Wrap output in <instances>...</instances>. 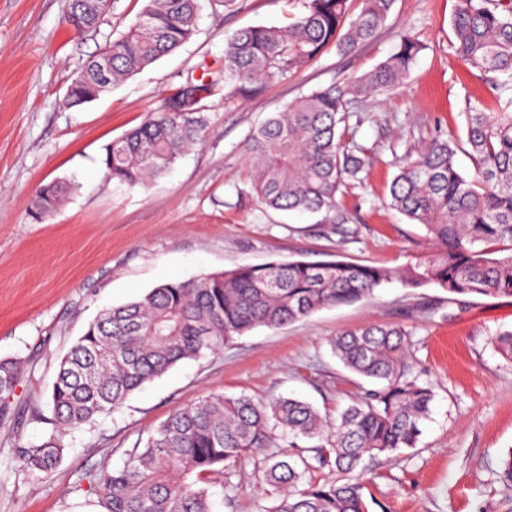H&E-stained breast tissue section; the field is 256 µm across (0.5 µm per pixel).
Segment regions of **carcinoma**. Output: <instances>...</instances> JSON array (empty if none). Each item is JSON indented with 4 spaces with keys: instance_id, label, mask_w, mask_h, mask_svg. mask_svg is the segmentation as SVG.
<instances>
[{
    "instance_id": "cac0c4a2",
    "label": "carcinoma",
    "mask_w": 512,
    "mask_h": 512,
    "mask_svg": "<svg viewBox=\"0 0 512 512\" xmlns=\"http://www.w3.org/2000/svg\"><path fill=\"white\" fill-rule=\"evenodd\" d=\"M393 3L362 0L354 15L349 0H306L305 11L284 27L236 32L224 49L223 79L187 77L143 123L105 148V176L134 186L162 175L201 143L205 100L219 82L245 91L282 78L328 47L351 53L376 36ZM196 10L197 0H147L129 29L73 78L71 105L94 100L102 88L96 62L105 55L112 54L113 82L182 46L195 32ZM105 13L103 0H68L65 19L85 32ZM452 28V47L496 91L497 111L470 95L464 99L471 175L459 170L456 142L448 138L436 137L395 161L389 206L423 225L432 243L399 277L409 288L512 297V247L505 254L490 249L512 244V0H456ZM422 49L403 31L390 58L346 88H319L273 113L246 141L255 175L245 195L274 210L332 211L340 187L363 183L372 158L370 148L347 138L353 105L398 86ZM77 189L71 181L44 186L31 218H48ZM391 278L385 268L339 258L272 260L167 282L107 309L59 364L50 393L52 433L20 447L18 458L29 474L46 477L61 462L68 431L121 407L179 362L215 352L258 326L276 329L323 308L367 300ZM494 343L512 362V330L498 332ZM331 344L347 369L380 383L335 421L297 399L263 403L245 394H210L173 411L143 447L127 450L122 466L92 473L88 492L102 512H215L209 485L264 448V479L275 491L266 512H368L355 472L366 457L416 447L434 392L409 372L411 332L404 326L346 331ZM18 375V362L0 360V392L12 390ZM324 469L344 479L315 476Z\"/></svg>"
}]
</instances>
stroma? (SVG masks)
<instances>
[{
    "label": "stroma",
    "mask_w": 512,
    "mask_h": 512,
    "mask_svg": "<svg viewBox=\"0 0 512 512\" xmlns=\"http://www.w3.org/2000/svg\"><path fill=\"white\" fill-rule=\"evenodd\" d=\"M66 0H0V359L23 362L0 397V512H98L87 477L121 465L174 410L221 393L270 401L296 397L336 417L372 387L346 369L329 341L373 323L412 333L409 365L432 387L416 447L367 462L369 512H512L499 481L512 448V362L493 344L512 329V297L452 300L433 286L392 281L370 299L325 308L278 329L259 327L218 352L185 360L135 391L118 409L70 430L60 466L30 475L20 446L51 432V386L62 357L104 310L175 280L271 260L320 262L342 255L391 271L430 249L423 225L388 207L392 159L441 135L472 172L462 112L466 94L493 101L480 72L451 49L455 0H395L369 43L314 61L244 96L219 89L206 102L204 141L147 185L107 180L101 158L112 140L141 124L187 75L213 72L239 29L283 27L304 0H199L195 33L180 49L78 107L67 88L81 65L135 21L145 0H114L96 29L77 34ZM423 45L398 87L360 108L358 142L375 155L363 186L346 185L326 213L238 203L252 176L250 132L313 90L362 76L394 52L401 30ZM76 180L44 222L29 216L37 189ZM218 512H266L272 489L257 460L213 485Z\"/></svg>",
    "instance_id": "obj_1"
}]
</instances>
